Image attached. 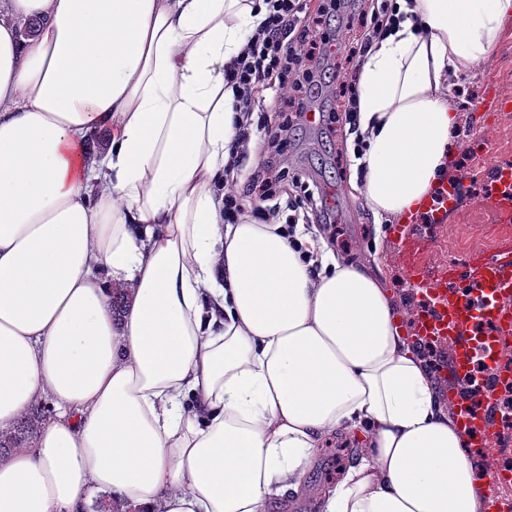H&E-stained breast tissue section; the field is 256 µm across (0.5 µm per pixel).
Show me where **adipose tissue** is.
I'll return each mask as SVG.
<instances>
[{
  "mask_svg": "<svg viewBox=\"0 0 512 512\" xmlns=\"http://www.w3.org/2000/svg\"><path fill=\"white\" fill-rule=\"evenodd\" d=\"M396 6L404 21L357 82L358 193L386 219L446 173L448 91L512 20V0ZM264 14L262 0H0V431L36 399L54 407L0 456V512H84L90 491L133 512H268L335 433L370 451L320 512H483L381 267L224 221V67ZM96 129L110 141L92 159ZM117 283L132 289L119 322Z\"/></svg>",
  "mask_w": 512,
  "mask_h": 512,
  "instance_id": "adipose-tissue-1",
  "label": "adipose tissue"
}]
</instances>
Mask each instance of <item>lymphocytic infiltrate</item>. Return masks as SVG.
Returning a JSON list of instances; mask_svg holds the SVG:
<instances>
[{"instance_id":"lymphocytic-infiltrate-1","label":"lymphocytic infiltrate","mask_w":512,"mask_h":512,"mask_svg":"<svg viewBox=\"0 0 512 512\" xmlns=\"http://www.w3.org/2000/svg\"><path fill=\"white\" fill-rule=\"evenodd\" d=\"M266 14L248 36L237 57L224 69L241 121L234 149L224 167V221L241 223L251 216L264 224H283L337 242L327 213L325 194L296 175L288 148L311 103L323 90L327 73L338 59L364 60L397 22L395 0H264ZM356 71L343 74L337 90L340 109L353 137L354 158L366 150L355 106ZM258 140L262 160L245 168L251 140ZM299 184L302 201L281 204L277 187Z\"/></svg>"}]
</instances>
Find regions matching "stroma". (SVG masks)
<instances>
[{"instance_id": "35a3bbf8", "label": "stroma", "mask_w": 512, "mask_h": 512, "mask_svg": "<svg viewBox=\"0 0 512 512\" xmlns=\"http://www.w3.org/2000/svg\"><path fill=\"white\" fill-rule=\"evenodd\" d=\"M512 101V20L506 22L502 37L490 57L473 76L450 89V97L460 123L471 133L485 132L492 144L491 157L469 151L452 154L451 163L461 164L463 197L451 216L444 234L416 232L398 242L388 235L387 226H376L367 207L353 188V172L341 152L348 126L344 114H337L334 126L326 122L303 126L289 150L299 172L331 190L332 220L343 233L341 256L354 261H379L385 281L402 315L413 304L411 288L404 277L408 266L437 275L447 267L475 262L481 255L495 252L512 260V217L488 208L486 192L490 160L512 165V109L490 115L484 109L489 88ZM328 448L319 452L308 488L299 495L287 493L275 499L270 512H319V490L335 481L351 457L367 454V447L350 435L330 437ZM341 447L334 458L328 451Z\"/></svg>"}]
</instances>
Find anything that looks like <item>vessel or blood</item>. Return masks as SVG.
<instances>
[{"instance_id":"1","label":"vessel or blood","mask_w":512,"mask_h":512,"mask_svg":"<svg viewBox=\"0 0 512 512\" xmlns=\"http://www.w3.org/2000/svg\"><path fill=\"white\" fill-rule=\"evenodd\" d=\"M489 170L488 203L512 214V166L493 162ZM456 206L454 185L441 181L391 227L390 235L401 240L419 225L447 223ZM406 278L416 299L415 336L451 345L450 376L478 378L473 400L454 404L469 448L477 455L496 450L502 420L493 402L512 389V261L488 255L463 271L435 277L411 267ZM478 347L486 354L479 365L472 358Z\"/></svg>"}]
</instances>
